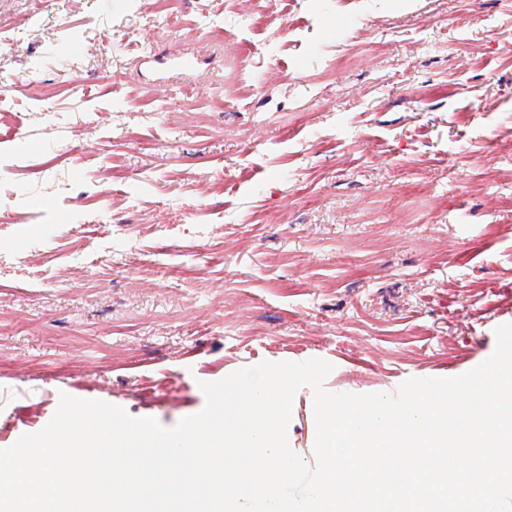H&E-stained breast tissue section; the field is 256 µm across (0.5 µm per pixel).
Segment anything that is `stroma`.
<instances>
[{
    "label": "stroma",
    "mask_w": 512,
    "mask_h": 512,
    "mask_svg": "<svg viewBox=\"0 0 512 512\" xmlns=\"http://www.w3.org/2000/svg\"><path fill=\"white\" fill-rule=\"evenodd\" d=\"M142 4L43 0L33 19L0 0L22 129L0 126V163L24 193L0 223V449L63 392L170 426L203 408L200 383L265 361L322 359L328 391L367 394L488 359L512 324V209L493 192L512 187V0H178L224 31L168 35ZM228 38L256 47L253 92L223 75ZM427 83L443 98L413 103ZM185 84L198 97L169 125ZM68 124L85 150L55 189L42 163ZM400 179L424 193L394 195ZM172 246L204 256L176 274ZM312 400L296 393L287 430L310 468Z\"/></svg>",
    "instance_id": "1"
}]
</instances>
